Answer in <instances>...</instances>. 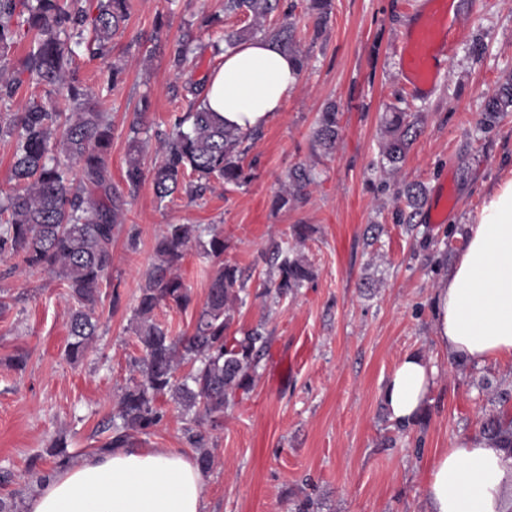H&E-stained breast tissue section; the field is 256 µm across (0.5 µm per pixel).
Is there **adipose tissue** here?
<instances>
[{"label":"adipose tissue","instance_id":"adipose-tissue-1","mask_svg":"<svg viewBox=\"0 0 512 512\" xmlns=\"http://www.w3.org/2000/svg\"><path fill=\"white\" fill-rule=\"evenodd\" d=\"M296 62L256 37L228 49L208 77L204 104L227 126L264 129L297 86ZM434 340L450 356L483 365L512 355V175L485 194L465 246L433 291ZM436 385L419 355H405L379 395L391 419L409 425ZM512 454L480 436L460 439L434 461L423 485L426 512H505ZM207 477L170 448L133 445L87 455L57 470L28 512H206Z\"/></svg>","mask_w":512,"mask_h":512}]
</instances>
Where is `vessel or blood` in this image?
I'll return each instance as SVG.
<instances>
[{
	"label": "vessel or blood",
	"mask_w": 512,
	"mask_h": 512,
	"mask_svg": "<svg viewBox=\"0 0 512 512\" xmlns=\"http://www.w3.org/2000/svg\"><path fill=\"white\" fill-rule=\"evenodd\" d=\"M462 18L454 0H426L408 26L403 39L400 70L414 96L425 98L447 68L450 36Z\"/></svg>",
	"instance_id": "obj_1"
}]
</instances>
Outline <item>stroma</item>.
Here are the masks:
<instances>
[{"instance_id": "stroma-1", "label": "stroma", "mask_w": 512, "mask_h": 512, "mask_svg": "<svg viewBox=\"0 0 512 512\" xmlns=\"http://www.w3.org/2000/svg\"><path fill=\"white\" fill-rule=\"evenodd\" d=\"M309 58L282 112L248 153L255 177L246 186L214 184L201 196L178 193L158 200L144 182L124 208V226L112 244V284L118 304L103 302L98 336L78 362L64 351L71 303L62 282L38 270L12 271L0 259V497L25 505L38 484L27 473L31 456L66 437L71 456L92 454L104 423L129 383L130 363L141 349L131 319L139 289L168 224H197L203 239L224 237L226 262L250 276V295L234 314L233 330L264 325L268 356L255 387L237 394L214 431L206 497L209 512H291L293 500L310 498L314 512H424L422 486L439 452L477 434L489 395L479 382L512 381V356L487 365L455 368L434 341L432 294L443 269L428 262L424 238L441 240L447 227L467 228L487 185L512 170V114L481 129L483 95L512 75V0H457L466 26L434 93L408 96L399 67L403 35L416 0H333L321 37L313 35L306 0H283ZM220 16L229 29L243 16L224 13V0H132L126 30L108 59L79 55L81 81L100 97L112 119L110 168L121 183L133 112H147V162L159 140L185 112L184 78L169 64L168 44L192 37L193 78L209 76L210 28ZM163 30L162 46L151 36ZM123 68L106 87L111 63ZM407 95L421 132L398 176L421 183L426 204L447 182L452 203L441 224L418 216L408 234L392 221V197L382 190V116ZM341 111L335 152L311 150L316 118L327 102ZM315 166L318 183L305 204L274 210L273 199L289 168ZM313 229L301 250L315 278L274 304L261 296L264 254L293 238V227ZM138 244L129 247L128 233ZM214 265L193 246L178 269L193 301L184 310H158L174 334H191ZM420 354L436 375L424 425L399 429L379 391L399 360ZM27 358L24 369L10 364ZM145 448L195 451L183 437L185 415L174 402Z\"/></svg>"}]
</instances>
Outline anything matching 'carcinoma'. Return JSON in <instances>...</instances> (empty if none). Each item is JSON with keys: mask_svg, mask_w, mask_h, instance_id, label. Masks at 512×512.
<instances>
[{"mask_svg": "<svg viewBox=\"0 0 512 512\" xmlns=\"http://www.w3.org/2000/svg\"><path fill=\"white\" fill-rule=\"evenodd\" d=\"M90 13L86 0H0V100L13 98L20 75H34L49 92H61L69 111L58 112L31 97L22 111L0 115V136L15 140L12 179L15 188L0 198V256L8 255L17 265L41 270L62 281L72 302L69 321L71 341L65 355L76 361L92 344L103 302V286L112 285V241L122 223L126 198L137 195L146 178L154 194L163 201L183 190L193 195L202 183L213 180L243 187L254 179L253 166L245 158L260 133H243L224 124L217 113L204 107L206 81L187 80L184 89L191 99L186 112L177 117L160 145V159L151 170L145 167V141L140 137L143 112L129 123L123 188L112 184L109 159L112 152V121L93 92L77 77L73 63L78 49L91 58H104L112 43L125 32L129 0H96ZM281 8V0H224V13L242 14L250 23L224 29V21L213 16L210 27L220 32L224 48L258 35L271 39L294 55L298 70L308 64L290 22L270 24ZM332 0H308L315 17V34L329 17ZM30 50L18 64L9 51L23 39ZM195 49L180 40L170 49V64L176 75L184 73ZM512 112V77L505 78L486 95L480 125L495 127ZM417 119L397 108L385 121L381 146L382 167L399 173L417 136ZM341 126L334 102L324 106L312 133L313 150L324 156L336 150ZM316 182L314 169L299 164L288 170L286 182L273 201L275 209L304 204ZM395 224L413 230L425 198L419 183H408L394 192ZM198 224H168L155 248V261L141 285L133 312L134 334L142 355L131 362L132 377L116 414L103 430L108 437L95 449L105 454L114 448L135 444L138 435H149L164 419L163 402L172 400L189 416L184 428L187 443L195 448L197 464L205 471L213 467L208 428L219 426L224 410L240 391L255 386L257 369L270 342L264 325L229 335L237 305L248 296L249 277L235 264L226 263L224 237L211 236L203 254L217 269L209 281L205 301L189 336H174L157 319L162 307L186 308L190 289L177 269L190 245L200 241ZM266 280L262 295L286 299L314 279V272L296 245L276 243L265 255ZM191 369L183 376L179 369ZM494 408L479 420V435L512 454V384L485 381ZM54 458L53 469L66 466L71 455L59 438L46 449Z\"/></svg>", "mask_w": 512, "mask_h": 512, "instance_id": "cac0c4a2", "label": "carcinoma"}]
</instances>
